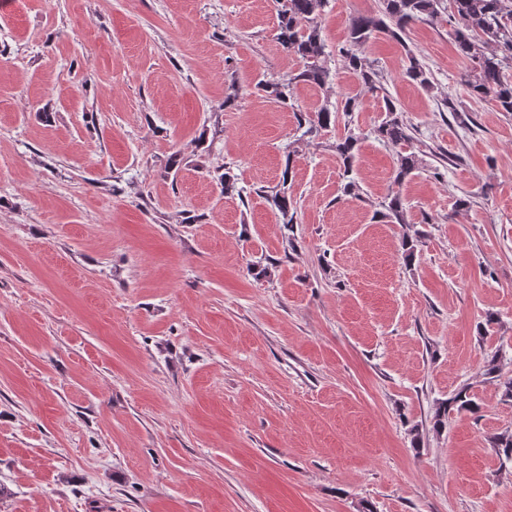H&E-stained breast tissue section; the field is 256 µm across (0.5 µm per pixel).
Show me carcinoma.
Segmentation results:
<instances>
[{
  "mask_svg": "<svg viewBox=\"0 0 512 512\" xmlns=\"http://www.w3.org/2000/svg\"><path fill=\"white\" fill-rule=\"evenodd\" d=\"M277 40L282 48L295 55L300 63L297 72L286 74L272 82L258 83L259 89L268 93L278 103L297 111L291 103L294 85L303 82L324 87L329 80V70L323 57L325 45L318 28L317 19L324 11L328 0H278ZM452 17L457 21L454 31L455 47L458 54L468 62L462 74V84L471 97L495 102L501 112L512 113V76L506 73L512 66V0H450ZM442 0H383L380 15H357L351 18L348 27L346 47L341 53L345 66L360 79L369 91L380 89L379 73L366 59L360 56L372 38L385 34L398 42H404L408 26L416 21L434 20L440 14ZM407 76L426 89L432 88L430 72L416 58L408 55ZM385 117L375 126V137L388 144L403 145L412 140L409 126L404 121L396 104L389 97H383ZM359 94L342 97L336 111L323 107L308 120L304 134L315 136L336 123L337 113L352 117L361 110ZM360 137L351 123L344 125V134L336 139L335 150L344 167L346 182L342 192L346 196L355 194L357 185L350 178L356 160ZM419 169V157L415 152L397 154L393 182L402 184L414 171ZM271 203L279 212L284 229H292L295 219L294 202L284 188L271 196ZM379 215L391 224H407L408 209L398 192H393L382 202ZM502 363L493 355L485 365L484 375L499 382L501 398L512 401V378L501 379ZM480 412V405L470 383L455 389L436 414L434 425L442 426L452 411ZM495 451L506 460L512 461V432L495 435L491 440Z\"/></svg>",
  "mask_w": 512,
  "mask_h": 512,
  "instance_id": "cac0c4a2",
  "label": "carcinoma"
}]
</instances>
